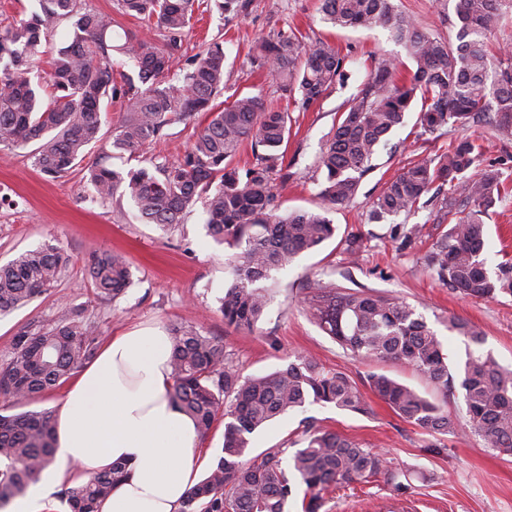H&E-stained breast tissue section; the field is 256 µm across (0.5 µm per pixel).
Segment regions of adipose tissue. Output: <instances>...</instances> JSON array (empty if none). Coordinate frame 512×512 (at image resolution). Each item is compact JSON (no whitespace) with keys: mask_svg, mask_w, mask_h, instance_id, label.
I'll use <instances>...</instances> for the list:
<instances>
[{"mask_svg":"<svg viewBox=\"0 0 512 512\" xmlns=\"http://www.w3.org/2000/svg\"><path fill=\"white\" fill-rule=\"evenodd\" d=\"M169 358L161 327L112 337L62 400L53 465L8 512H57L53 484L82 482L116 461L128 473L100 512H178L197 482L203 450L192 419L168 400Z\"/></svg>","mask_w":512,"mask_h":512,"instance_id":"ef3b65f1","label":"adipose tissue"}]
</instances>
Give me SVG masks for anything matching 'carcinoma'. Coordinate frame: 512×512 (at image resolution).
I'll list each match as a JSON object with an SVG mask.
<instances>
[{
	"label": "carcinoma",
	"instance_id": "obj_1",
	"mask_svg": "<svg viewBox=\"0 0 512 512\" xmlns=\"http://www.w3.org/2000/svg\"><path fill=\"white\" fill-rule=\"evenodd\" d=\"M199 5L200 0H116L119 14L163 31V47L151 37L129 33L124 42L114 43L112 17L86 8L83 0H41L40 12L0 25V147L37 144L33 164L51 176L68 173L99 148L87 168V185L105 203L117 195L129 197L147 224H176L203 200L208 234L236 250L220 306L227 326L254 328L269 304L271 273L336 235L329 213L355 199L362 179L375 169L379 147L409 113L417 114L422 136L489 119L497 139L512 140V51L504 49L496 57L488 50L489 36L512 0H455L446 37L421 28L399 0H318L322 20L333 28L388 30L412 68L403 78L400 58L375 61L367 81L338 107L318 157L322 211L280 215L279 189L295 176L282 151L291 115L255 95L218 101L225 77L222 43L212 42L181 60L182 36ZM65 21L71 23L67 42L54 46L50 36ZM46 51L51 72L45 81L32 73L35 58ZM114 52L135 60L138 80L126 76L124 83L114 82ZM250 63L275 74L288 104L302 112L350 78L335 47L307 42L292 29L257 41ZM118 95L127 99L126 113L105 132L102 105ZM200 112L209 113V121L180 160L126 172L109 164L115 154L135 156L165 127L189 123ZM246 141L253 162L241 168L236 157ZM483 155V145L462 137L408 163L384 183L368 221L424 208L432 189L448 188L443 208L449 228L426 253L423 267L463 297L495 299L512 296V264H502L493 275L486 269L483 216L505 200L512 173L482 166ZM66 265L62 248L50 244L0 265V314L46 293ZM89 275L102 302L117 300L133 284L129 261L113 253L96 256ZM309 287L314 289L311 318L353 359L406 366L441 392L443 399H430L385 374H369L370 385L398 416L425 434H450L455 427L448 397L459 393L469 429L488 447L512 455V370L482 350L486 339L473 326L448 318V332L468 345L465 360L455 367L440 336L406 301L319 281ZM169 339V401L195 421L203 438L224 418L223 447L180 512H288L297 484L304 487L303 512H321L325 493L382 474L396 494L407 493L409 474L393 466L386 453L313 423L302 439L291 442L295 449L288 465H283L285 448L247 458L251 436L290 411L329 404L366 413L363 395L347 374L300 354L273 373L244 377L226 357L223 342L200 328L175 324ZM98 346L97 325L82 308L66 307L46 325L22 326L11 354L0 361V397L26 402L44 396L91 361ZM54 435L50 411L0 413V510L40 480L53 460ZM126 473L127 464L114 462L82 484L63 488L60 498L69 512H99Z\"/></svg>",
	"mask_w": 512,
	"mask_h": 512
}]
</instances>
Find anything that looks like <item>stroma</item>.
Instances as JSON below:
<instances>
[{
    "label": "stroma",
    "instance_id": "1",
    "mask_svg": "<svg viewBox=\"0 0 512 512\" xmlns=\"http://www.w3.org/2000/svg\"><path fill=\"white\" fill-rule=\"evenodd\" d=\"M292 27L299 28L307 39L335 45L346 57L351 78L346 89L332 91L308 111L293 114L286 159L295 178L279 196L284 213L321 209L312 175L337 107L365 82L375 57L404 54L384 28L342 30L323 23L317 0H251L248 11L241 15L221 12L212 5L200 7L183 38L181 52L188 58L210 42L221 41L230 72L226 95H258L266 104L278 106L282 99L275 81L251 70L247 58L259 38ZM205 123L201 116L191 125L171 124L146 144L139 157L116 158L112 165L129 169L149 161H175L191 147ZM460 137L482 140L486 161L512 169V142L492 138L486 125L422 137L413 124H406L391 136L390 147L380 152L376 169L362 180L354 201L331 212L338 227L336 236L274 272L270 304L263 319L250 330L227 327L219 311L228 281L225 264L233 251L208 236L203 204H196L175 227L164 229L141 222L129 198L104 203L89 191L86 168L97 158V151H90L84 162L62 177L35 169L29 150L0 151V188L6 192L0 199V263L45 244L61 247L68 257L64 274L49 293L0 316V360L10 354L12 338L21 326L49 323L65 305L87 309L106 340L139 325L167 329L180 322L197 323L208 335L223 341L229 360L245 377L272 373L287 364L290 356L308 354L327 369L344 372L357 382L369 405L368 413L340 411L331 405L306 406L254 434L252 455L300 439L305 420L311 418L365 447L383 449L397 467L412 474L409 496L394 497L391 484L379 476L328 493L324 512H512V456L485 447L480 437L465 432L462 401L448 403L456 432L435 437L423 434L370 389L367 376L383 373L422 392L427 389L424 379L400 365L372 366L352 359L310 318L304 302L311 279L339 288L396 295L422 314L441 337L451 364H460L466 356L463 339L445 327L454 315L485 336V350L500 365L512 368V297L465 298L421 267L423 255L440 233V202L380 224L367 221L370 206L385 182L409 160L444 149L450 140ZM485 222L488 238L483 259L493 273L505 259H512V195L490 211ZM412 227L416 235L403 242L405 230ZM357 232L362 233L363 244L354 259L346 250V238ZM102 252L123 255L133 271L132 286L109 303L97 299L87 272L89 260ZM434 442L441 445V453L427 452V445Z\"/></svg>",
    "mask_w": 512,
    "mask_h": 512
}]
</instances>
